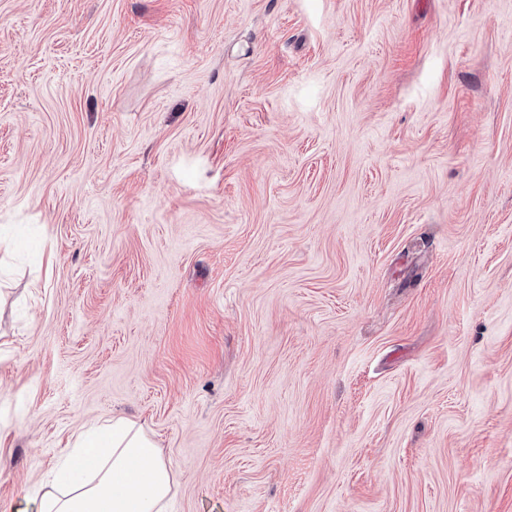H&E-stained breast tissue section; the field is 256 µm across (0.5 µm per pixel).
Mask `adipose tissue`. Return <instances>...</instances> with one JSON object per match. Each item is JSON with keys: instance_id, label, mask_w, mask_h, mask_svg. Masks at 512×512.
I'll list each match as a JSON object with an SVG mask.
<instances>
[{"instance_id": "1", "label": "adipose tissue", "mask_w": 512, "mask_h": 512, "mask_svg": "<svg viewBox=\"0 0 512 512\" xmlns=\"http://www.w3.org/2000/svg\"><path fill=\"white\" fill-rule=\"evenodd\" d=\"M176 486L157 441L112 417L79 433L59 470L25 498L35 512H169Z\"/></svg>"}]
</instances>
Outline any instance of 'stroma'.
Segmentation results:
<instances>
[{"mask_svg":"<svg viewBox=\"0 0 512 512\" xmlns=\"http://www.w3.org/2000/svg\"><path fill=\"white\" fill-rule=\"evenodd\" d=\"M112 415L171 512H512V0H0V512Z\"/></svg>","mask_w":512,"mask_h":512,"instance_id":"stroma-1","label":"stroma"}]
</instances>
